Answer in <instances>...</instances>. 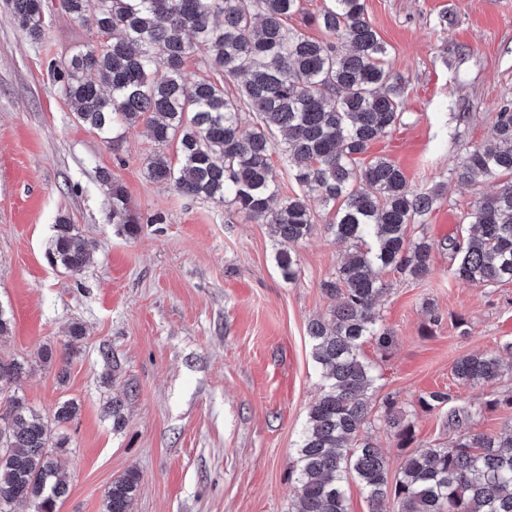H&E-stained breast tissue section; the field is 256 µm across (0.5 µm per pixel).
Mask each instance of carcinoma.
<instances>
[{
	"instance_id": "cac0c4a2",
	"label": "carcinoma",
	"mask_w": 512,
	"mask_h": 512,
	"mask_svg": "<svg viewBox=\"0 0 512 512\" xmlns=\"http://www.w3.org/2000/svg\"><path fill=\"white\" fill-rule=\"evenodd\" d=\"M92 35L108 38L49 66L50 76L80 123L117 142L122 130L145 123L161 147L176 146L147 162L148 178L181 194L227 203L235 212L271 226L281 248L275 263L283 279L297 277L293 246L314 230L310 196L335 210L330 229L352 250L323 284L332 300L325 316L311 319L307 335L321 370L320 396L310 406L289 462L297 495L291 512H349L346 486L358 483L371 507L383 512H512V434L490 436L466 429L451 445L427 446L406 456L389 480V463L369 431L375 420L405 447L414 425L389 402L373 415L374 366L362 355L372 340L388 348L392 332L377 306L386 291L374 266L414 279L429 274L433 244L410 234L438 195L415 192L400 168L384 157L361 165L371 145L401 122L404 89L387 60L388 49L366 14L365 0H329L315 18L327 39H312L288 21L301 0H58ZM12 13L33 41L44 33L43 0H11ZM342 43L347 51L336 49ZM164 56L169 75L154 77V58ZM209 68L244 78L239 95L208 77L192 79L190 57ZM255 117L245 134L246 114ZM288 160L302 194L277 200L272 154ZM461 182L512 175V104L495 116L492 140L455 164ZM110 187L112 223L134 236L139 221L130 213L123 187ZM471 233L452 245L459 255L457 280L478 288L512 280V183L479 197L467 212ZM54 267L71 273L88 260L85 241L61 216L46 250ZM68 343L57 354L44 347L45 364H68ZM18 361L0 360V394L23 373ZM512 375V342L493 352L469 354L454 364V377L472 386ZM444 391L420 396L435 410L450 402ZM79 406L64 401L47 419L9 396L0 412V512L27 503L33 512H59L69 493L65 438L58 428L73 422ZM139 473L116 477L103 512H132Z\"/></svg>"
}]
</instances>
